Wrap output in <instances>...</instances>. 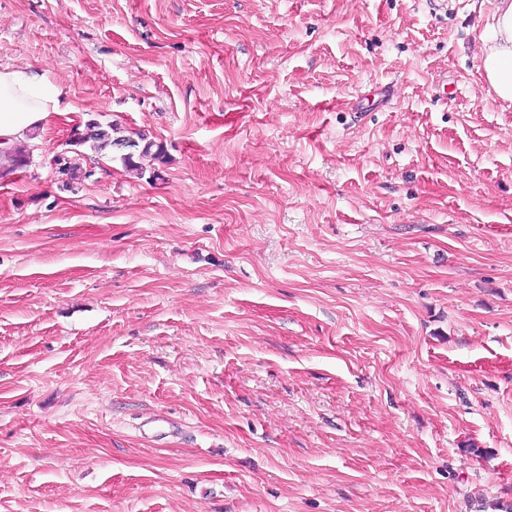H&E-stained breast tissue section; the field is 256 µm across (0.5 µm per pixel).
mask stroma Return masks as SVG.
Instances as JSON below:
<instances>
[{"label":"stroma","instance_id":"obj_1","mask_svg":"<svg viewBox=\"0 0 512 512\" xmlns=\"http://www.w3.org/2000/svg\"><path fill=\"white\" fill-rule=\"evenodd\" d=\"M488 18L0 0V65L74 108L0 179V512L512 504V106L483 77ZM91 119L162 141L160 179L73 144Z\"/></svg>","mask_w":512,"mask_h":512}]
</instances>
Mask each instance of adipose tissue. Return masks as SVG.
<instances>
[{"mask_svg":"<svg viewBox=\"0 0 512 512\" xmlns=\"http://www.w3.org/2000/svg\"><path fill=\"white\" fill-rule=\"evenodd\" d=\"M483 74L495 95L512 103V0H495L484 39ZM67 90L36 69L0 66V149L45 129L50 116L70 111Z\"/></svg>","mask_w":512,"mask_h":512,"instance_id":"obj_1","label":"adipose tissue"}]
</instances>
